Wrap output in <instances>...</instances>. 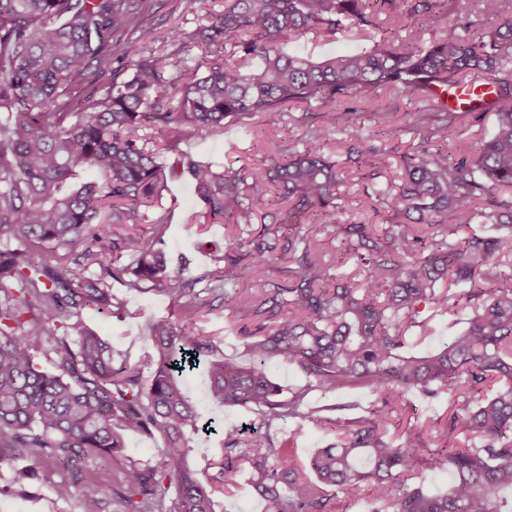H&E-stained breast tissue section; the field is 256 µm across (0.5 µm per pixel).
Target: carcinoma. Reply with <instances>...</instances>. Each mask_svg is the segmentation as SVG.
<instances>
[{"label":"carcinoma","instance_id":"carcinoma-1","mask_svg":"<svg viewBox=\"0 0 512 512\" xmlns=\"http://www.w3.org/2000/svg\"><path fill=\"white\" fill-rule=\"evenodd\" d=\"M512 0H475L485 28L470 32L462 0H409L410 12L440 5L462 35H433L403 25L397 0H224V12L189 35L176 31L178 52L200 39L213 47L205 64L166 58L143 48L155 41L147 16L155 0H0V465L24 454L55 465L105 458L120 476L98 471L81 483H59L60 499L75 494L96 505L105 489L121 512H215L217 485H237L244 469L264 512H334L326 488L351 501L370 491L371 512H512V277L493 262L512 252ZM350 30L371 42L365 50L314 58L288 54L284 42L313 32L323 39ZM126 79H119L124 72ZM490 87V99L468 115L495 116L492 134L475 154L450 162L448 131L461 115L439 98L413 113L422 143L403 153L392 214L383 210L376 147L353 108L325 112L308 124V146L270 155L245 179L190 158L180 161L212 224L270 218L258 235L230 240L204 275L211 291L227 287L241 266L257 277L290 254L288 282L239 302L258 333L252 363L215 355L192 322L152 326L149 377L85 324L87 309L120 307L112 283L149 282L194 312L182 273L169 271L160 248L169 211L157 206L154 242L116 224L144 220L140 207L159 201L167 182L157 152L141 131L151 127L158 149L173 150L185 129L214 131L256 112H277L288 101L343 103L361 92L397 89L429 95L432 87ZM103 92L77 94L84 85ZM350 133L348 161L364 184L361 211L374 224H341L345 208L336 162L312 145L335 131ZM94 168L103 181L75 183ZM280 213H270L275 204ZM493 224L498 235H461L471 222ZM334 226L313 237L318 223ZM61 251L36 263L35 251ZM356 260L360 280L331 274L327 256ZM130 258L107 262L109 254ZM95 265L98 271L86 275ZM428 309L468 310L464 332L426 356L409 351L406 333L424 327ZM54 342L57 371L37 356ZM300 369L308 386L284 391L268 363ZM204 363L207 397L253 414V430L281 418L321 421L306 404L324 393L364 386L383 409L329 420L335 442L309 461L313 477L288 465L271 439L248 447L245 430L224 425L216 479L202 481L190 462L199 414L183 390L186 367ZM448 394L440 446L425 458L411 427L389 434L392 414L409 395ZM162 440L158 463L125 453V436ZM446 469L448 492L429 493L423 468ZM175 494H170L171 485Z\"/></svg>","mask_w":512,"mask_h":512}]
</instances>
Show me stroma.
<instances>
[{
	"label": "stroma",
	"instance_id": "1",
	"mask_svg": "<svg viewBox=\"0 0 512 512\" xmlns=\"http://www.w3.org/2000/svg\"><path fill=\"white\" fill-rule=\"evenodd\" d=\"M223 10L224 0H200L199 10L193 14L184 12L181 0H157L151 19L157 35L152 45L153 50L167 56L169 62H177L179 56L170 41L171 28L194 32L206 23L209 15ZM363 45V40L345 31L337 33L335 40L327 42L317 41L308 33L289 39L286 50L291 54L305 53L320 57L339 51H357ZM422 104L421 94L400 91L382 90L353 98L352 105L359 113L363 135L370 144L377 146V161L386 175L396 176L397 156L420 142L422 134L414 126L411 116ZM384 110L395 111L399 117L394 132L388 135L380 133L378 127L377 115ZM308 111V105L289 102L277 112H258L247 121L225 124L220 132L189 135L180 142L177 151L161 152L158 161L169 168L183 155L197 161L214 162L233 168L245 177L269 153L303 143ZM493 128V115H486L480 122L469 116L463 117L448 136L450 157L475 153ZM346 141V133L334 134L323 142L321 150L334 155L339 161L342 177L340 190L349 199L345 211L339 214L338 219L345 224H357L365 221L366 216L355 203L361 184L357 180L356 165L346 161ZM163 205L170 212L164 245L169 266L175 270L179 265H186L188 276L196 280L194 289L199 292L204 303L195 317L197 325L205 337L215 341L226 359L240 364L248 363L250 337L245 332L248 320L238 312V302L251 294L283 283L284 274L273 268L264 278L256 279L242 272L228 285L226 295L205 292L198 278L209 269L213 254L223 251L226 230L220 224L197 223L196 216L202 209V202L194 183L188 177L170 180L169 192L163 199ZM112 293L122 305L121 314L93 309L85 311L83 318L130 362L146 364L152 351V324L162 319H182V310L170 296L152 289L146 283L136 290L116 282L112 285ZM466 322L467 317L463 314L432 316L426 331L415 337L412 352L425 354L438 349L464 330ZM185 388L204 417L216 418L228 424H239L251 419L250 414L242 408L217 406L207 400L204 373L188 374ZM307 401L314 408L326 410L331 418L341 412L348 416H358L365 409L380 405L377 395L362 387H348L327 394L314 390L309 392ZM447 409V398H430L418 393L411 395L404 414L411 417L414 424L423 427V443L426 447H434L435 433L431 425L434 420L445 415ZM270 436L276 445L285 448L290 462L296 466L306 464L315 449L333 440L329 430L314 423L301 425L293 419L278 422L271 429ZM30 467L36 468L37 478L25 484L17 483L14 479L15 471ZM70 476V471L46 463H34L25 455L14 458L11 464L0 466V512H84L80 498L60 499L53 493L54 484Z\"/></svg>",
	"mask_w": 512,
	"mask_h": 512
}]
</instances>
